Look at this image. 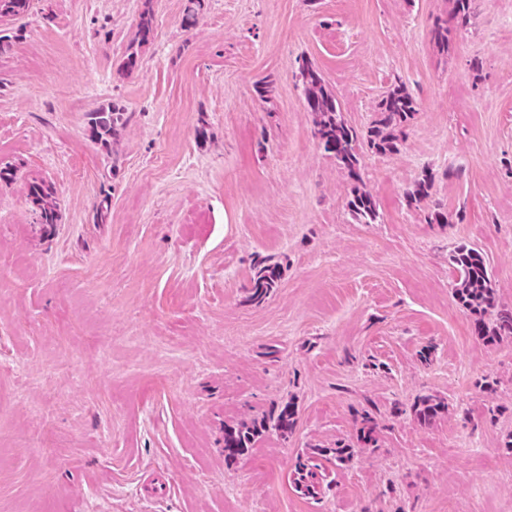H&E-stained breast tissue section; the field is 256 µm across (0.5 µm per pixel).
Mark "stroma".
Here are the masks:
<instances>
[{"mask_svg": "<svg viewBox=\"0 0 512 512\" xmlns=\"http://www.w3.org/2000/svg\"><path fill=\"white\" fill-rule=\"evenodd\" d=\"M141 5L34 0L0 54V512H512V337L477 334L448 263L479 251L512 307V0H478L445 55L451 0H205L191 28L153 0L124 74ZM302 57L357 133L394 85L416 102L397 152H361L379 223L312 135ZM111 103L107 151L87 120ZM260 261L282 276L255 305ZM424 395L448 404L427 428ZM287 403L292 433L225 459V427ZM339 442L332 487L297 493L298 458ZM137 23V32L135 38L128 45L123 64L122 71H130L139 63L140 49L149 42L154 27V11L152 0H144L142 9L139 13ZM476 0H451L447 19L436 20L430 29V39L438 52L447 53L452 33L467 27L475 15ZM27 195L38 211L40 224H57L58 212L52 184L34 180L28 184ZM347 206L355 219L362 224H375L379 218L376 201L373 196L362 191L357 185L354 186L352 197L348 200ZM357 423V442L360 443L365 448L378 447L379 438L377 425L373 421L371 414L368 411L364 410L362 413L358 415Z\"/></svg>", "mask_w": 512, "mask_h": 512, "instance_id": "obj_1", "label": "stroma"}]
</instances>
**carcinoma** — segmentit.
Listing matches in <instances>:
<instances>
[{
	"label": "carcinoma",
	"mask_w": 512,
	"mask_h": 512,
	"mask_svg": "<svg viewBox=\"0 0 512 512\" xmlns=\"http://www.w3.org/2000/svg\"><path fill=\"white\" fill-rule=\"evenodd\" d=\"M32 2L0 0V19L12 22L22 19L29 13ZM474 4L475 0H451L449 17L435 21L430 29V39L437 51L443 54L448 52L452 33L467 27L474 17ZM153 27L152 0H143L136 36L127 47L121 70L130 71L138 65L140 49L149 42ZM295 77L302 85L306 109L312 114L314 137L324 151L336 160V164L356 182L360 181L362 146L380 155L397 151L406 126L417 112L416 102L404 86L390 88L379 101L374 119L365 134V143L362 144L357 133L342 119L335 96L313 63L306 58L299 59ZM126 123L124 109L117 105L92 112L89 118L92 139L107 148L117 139ZM434 179L432 172L424 171L412 189L406 192L409 200L417 203L427 198ZM27 195L38 211L39 223H57L58 212L52 184L34 180L28 184ZM347 206L362 224L378 221L376 201L370 193L357 186L353 188ZM449 263L457 273L453 294L474 316L478 335L490 341L512 337V308L496 306L494 288L484 257L478 251L462 246L449 256ZM280 277L279 265L258 264L247 288V300L257 304L264 301L277 286ZM413 409L419 425L429 427L448 411V404L441 399L424 396L415 402ZM357 423V442L365 448L378 447L377 425L371 414L363 411L358 415ZM295 425V408L287 403L259 420L227 428L224 430V458L234 459L243 455L266 432L275 431L286 436L293 431ZM351 457L349 444L315 449L299 460L294 468L292 482L295 490L306 495L315 493L323 483L331 485L332 471L327 464L332 461L343 464L350 461Z\"/></svg>",
	"instance_id": "carcinoma-1"
}]
</instances>
